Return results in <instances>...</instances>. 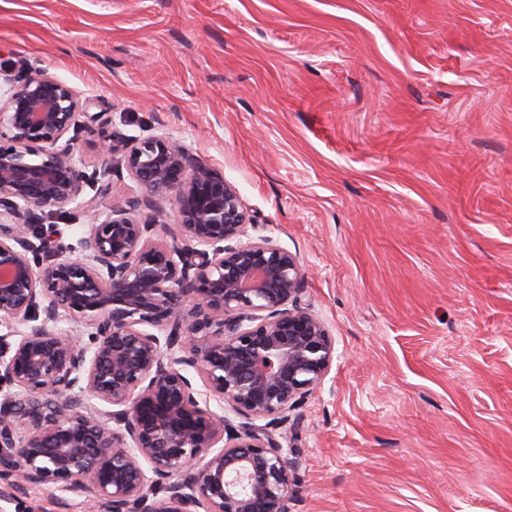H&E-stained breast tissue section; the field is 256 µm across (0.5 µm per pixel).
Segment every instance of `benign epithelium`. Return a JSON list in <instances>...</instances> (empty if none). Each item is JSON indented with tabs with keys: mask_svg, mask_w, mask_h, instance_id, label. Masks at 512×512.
<instances>
[{
	"mask_svg": "<svg viewBox=\"0 0 512 512\" xmlns=\"http://www.w3.org/2000/svg\"><path fill=\"white\" fill-rule=\"evenodd\" d=\"M7 83L0 480L85 492L95 512H291L285 430L336 358L302 301L297 255L258 233L224 173L181 138L117 135L28 61ZM108 196L124 206L100 210ZM69 204L88 224L65 245L47 219ZM190 369L226 412L201 406Z\"/></svg>",
	"mask_w": 512,
	"mask_h": 512,
	"instance_id": "benign-epithelium-1",
	"label": "benign epithelium"
}]
</instances>
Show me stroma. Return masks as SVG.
Wrapping results in <instances>:
<instances>
[{
  "instance_id": "obj_1",
  "label": "stroma",
  "mask_w": 512,
  "mask_h": 512,
  "mask_svg": "<svg viewBox=\"0 0 512 512\" xmlns=\"http://www.w3.org/2000/svg\"><path fill=\"white\" fill-rule=\"evenodd\" d=\"M0 57L181 137L298 256L336 359L291 512H512V0H0Z\"/></svg>"
}]
</instances>
